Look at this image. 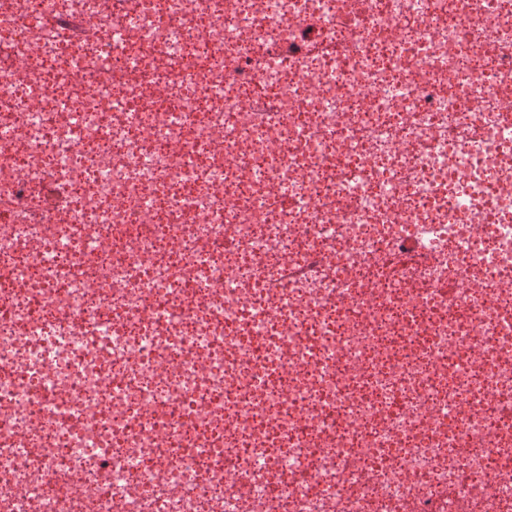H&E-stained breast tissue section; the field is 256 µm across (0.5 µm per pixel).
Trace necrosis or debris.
Returning <instances> with one entry per match:
<instances>
[{
  "instance_id": "obj_1",
  "label": "necrosis or debris",
  "mask_w": 512,
  "mask_h": 512,
  "mask_svg": "<svg viewBox=\"0 0 512 512\" xmlns=\"http://www.w3.org/2000/svg\"><path fill=\"white\" fill-rule=\"evenodd\" d=\"M3 124L0 512H512V0H0Z\"/></svg>"
}]
</instances>
